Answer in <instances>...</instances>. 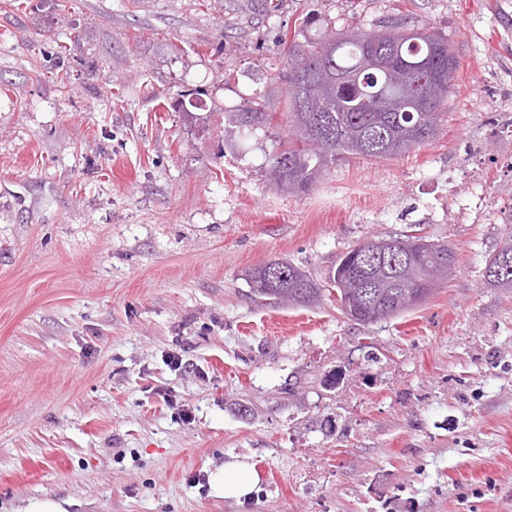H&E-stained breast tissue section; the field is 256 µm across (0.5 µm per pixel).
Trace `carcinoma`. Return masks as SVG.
Returning a JSON list of instances; mask_svg holds the SVG:
<instances>
[{
	"instance_id": "cac0c4a2",
	"label": "carcinoma",
	"mask_w": 512,
	"mask_h": 512,
	"mask_svg": "<svg viewBox=\"0 0 512 512\" xmlns=\"http://www.w3.org/2000/svg\"><path fill=\"white\" fill-rule=\"evenodd\" d=\"M288 58L287 84L224 110V144L242 152L244 141L266 131L271 103L285 95L292 137L268 156L266 175L277 191L305 193L322 174L349 156L386 159L439 135L440 115L451 94L448 77L457 59L442 33L405 19L371 30L336 32L331 22L310 17L292 37L281 38ZM360 76L354 87H336V75ZM420 92L433 106L405 113L408 96ZM203 89L171 98L174 112H190ZM455 249L423 235L369 237L342 253L321 280L287 260L251 269L253 293L275 305L307 307L323 292H336L337 310L368 325L417 309L422 295L434 296L455 271ZM509 262L498 273L483 271L487 285L512 288V242L489 258Z\"/></svg>"
}]
</instances>
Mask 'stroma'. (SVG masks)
<instances>
[{
  "label": "stroma",
  "instance_id": "stroma-1",
  "mask_svg": "<svg viewBox=\"0 0 512 512\" xmlns=\"http://www.w3.org/2000/svg\"><path fill=\"white\" fill-rule=\"evenodd\" d=\"M36 3L0 0V512H512V288L483 278L512 240V0H56L85 33L66 56ZM402 14L459 61L435 139L299 194L265 178L283 105L224 149L225 109L279 81L301 18ZM198 85L209 111L170 110ZM413 230L459 263L396 318L245 280ZM235 461L255 492L214 495Z\"/></svg>",
  "mask_w": 512,
  "mask_h": 512
}]
</instances>
